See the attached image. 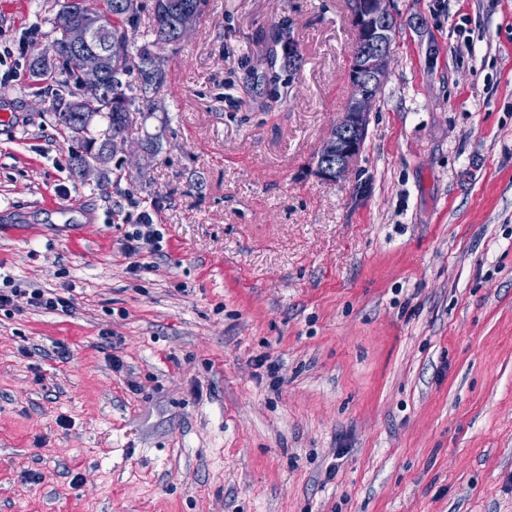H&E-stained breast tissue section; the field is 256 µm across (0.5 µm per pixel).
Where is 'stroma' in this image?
I'll use <instances>...</instances> for the list:
<instances>
[{
  "label": "stroma",
  "instance_id": "35a3bbf8",
  "mask_svg": "<svg viewBox=\"0 0 512 512\" xmlns=\"http://www.w3.org/2000/svg\"><path fill=\"white\" fill-rule=\"evenodd\" d=\"M58 8L0 0V279L74 302L0 311V512H512V0H394L337 184L311 165L346 0H208L127 133L162 151L102 187L28 71ZM281 24L301 66L271 112ZM144 212L163 249L136 270ZM265 53L268 59V73H265V78L270 87V98L277 102L281 98L279 91L282 75L288 76L297 69L290 70L288 68V57L299 56L297 50V42L292 38L288 42V26L278 25L272 28L264 38ZM148 213H144L140 224H132L133 230L127 231L124 237L123 252L127 257H139L144 255L154 256L162 250L163 235L157 224Z\"/></svg>",
  "mask_w": 512,
  "mask_h": 512
}]
</instances>
